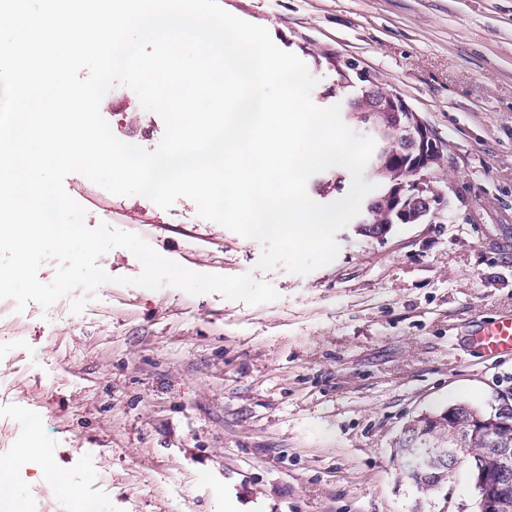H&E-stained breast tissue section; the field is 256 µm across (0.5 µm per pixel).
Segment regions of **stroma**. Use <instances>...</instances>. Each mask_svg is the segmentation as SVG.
Segmentation results:
<instances>
[{"label": "stroma", "mask_w": 512, "mask_h": 512, "mask_svg": "<svg viewBox=\"0 0 512 512\" xmlns=\"http://www.w3.org/2000/svg\"><path fill=\"white\" fill-rule=\"evenodd\" d=\"M220 4L304 61L317 106L340 101V57L400 95L446 145L448 204L381 240L348 224L330 264L264 273L269 303L134 285L142 264L123 248L100 258L113 280L82 312L78 289L20 314L0 300V461L18 497L28 512H477L467 467L425 494L395 443L422 413L512 400V356L467 340L474 315L512 310V0ZM100 111L122 141L151 151L164 135L117 92ZM65 188L88 227L137 233L191 271L242 275L261 254L190 199L164 210L78 173Z\"/></svg>", "instance_id": "obj_1"}]
</instances>
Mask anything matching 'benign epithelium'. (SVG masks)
<instances>
[{
  "label": "benign epithelium",
  "instance_id": "benign-epithelium-1",
  "mask_svg": "<svg viewBox=\"0 0 512 512\" xmlns=\"http://www.w3.org/2000/svg\"><path fill=\"white\" fill-rule=\"evenodd\" d=\"M366 94H381L377 111L367 117L368 126L378 135L393 133L398 139V156L381 155L373 164L384 179L383 189L364 205L356 224L384 212L389 223L379 225L382 238L395 224H419L444 201L432 174L444 165L443 146L421 115L405 100L379 87L367 72L357 73ZM512 428V404L504 401L481 412L465 404L448 409V422L432 431L408 430L400 437L405 463L415 474L430 480L451 475L462 463L459 452L464 440L478 442L482 449L469 464L478 491L479 512H512V445L504 447L503 431Z\"/></svg>",
  "mask_w": 512,
  "mask_h": 512
}]
</instances>
